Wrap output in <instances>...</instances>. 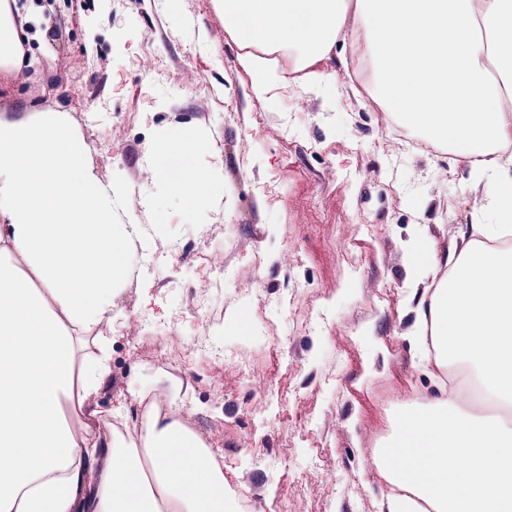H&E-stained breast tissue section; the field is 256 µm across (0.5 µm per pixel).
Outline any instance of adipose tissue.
Returning a JSON list of instances; mask_svg holds the SVG:
<instances>
[{"label": "adipose tissue", "instance_id": "1", "mask_svg": "<svg viewBox=\"0 0 512 512\" xmlns=\"http://www.w3.org/2000/svg\"><path fill=\"white\" fill-rule=\"evenodd\" d=\"M225 29L255 93L275 105L283 52L305 84L326 91L335 51L369 66L383 111L434 144L465 145L494 209L467 246L420 266L416 343L434 366L468 373L491 410L454 390L403 407L376 464L387 512H512V248L491 242L512 218V0H221ZM209 141L176 131L183 158L173 186L197 202L221 183L191 164ZM112 184L57 120L0 124V512H234L224 463L174 415L149 408L101 432L96 397L110 372L112 297L139 224L112 221ZM95 354L76 359L78 341ZM85 422L70 425L63 405ZM183 450L180 468L167 451ZM468 458L449 471L448 454Z\"/></svg>", "mask_w": 512, "mask_h": 512}]
</instances>
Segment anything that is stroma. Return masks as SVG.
Listing matches in <instances>:
<instances>
[{
	"label": "stroma",
	"instance_id": "1",
	"mask_svg": "<svg viewBox=\"0 0 512 512\" xmlns=\"http://www.w3.org/2000/svg\"><path fill=\"white\" fill-rule=\"evenodd\" d=\"M41 4L0 0L27 49L0 69V122L61 117L123 194L115 223L146 228L114 298L101 420L139 377L223 458L238 512L256 485L255 512H381L391 418L439 394L409 338L411 250L464 245L483 202L468 164L387 146L340 53L328 92L292 80L267 105L216 0H53L60 45ZM182 128L210 142L194 161L223 183L210 205L189 208L154 169ZM215 267L227 275L204 317L193 302ZM212 330L220 367L201 344Z\"/></svg>",
	"mask_w": 512,
	"mask_h": 512
}]
</instances>
